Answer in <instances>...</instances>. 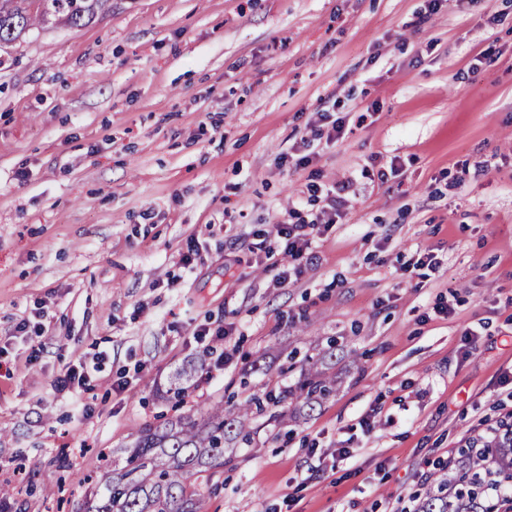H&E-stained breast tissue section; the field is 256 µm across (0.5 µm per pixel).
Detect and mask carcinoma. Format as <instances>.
I'll use <instances>...</instances> for the list:
<instances>
[{
  "label": "carcinoma",
  "mask_w": 512,
  "mask_h": 512,
  "mask_svg": "<svg viewBox=\"0 0 512 512\" xmlns=\"http://www.w3.org/2000/svg\"><path fill=\"white\" fill-rule=\"evenodd\" d=\"M107 0H0V46L17 40L51 20L62 19L73 27L105 8ZM306 361L295 385L279 398H269L277 407L288 399L293 420L336 394V378L329 375L324 360ZM194 367L177 371L167 398L180 405L188 393ZM267 406L250 397L231 409L219 404L200 419L184 412L160 425H148L120 449V462L106 472L89 494L80 512H199L201 501L194 487L198 480L228 463L225 454L239 444L252 443L250 417ZM512 484V423H503L490 441L482 436L457 450L448 465L433 473V487L422 497L417 512H507L512 502L501 497Z\"/></svg>",
  "instance_id": "obj_1"
}]
</instances>
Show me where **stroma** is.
Returning <instances> with one entry per match:
<instances>
[{
	"label": "stroma",
	"mask_w": 512,
	"mask_h": 512,
	"mask_svg": "<svg viewBox=\"0 0 512 512\" xmlns=\"http://www.w3.org/2000/svg\"><path fill=\"white\" fill-rule=\"evenodd\" d=\"M428 4L110 0L0 49V512H78L200 356L233 362L197 371V412L340 339L335 396L256 418L202 512H411L434 463L512 417V0ZM326 113L339 138H314ZM314 170L354 193L283 286L274 230L319 212ZM419 249L439 266L403 274ZM79 362L76 397L56 380Z\"/></svg>",
	"instance_id": "1"
}]
</instances>
